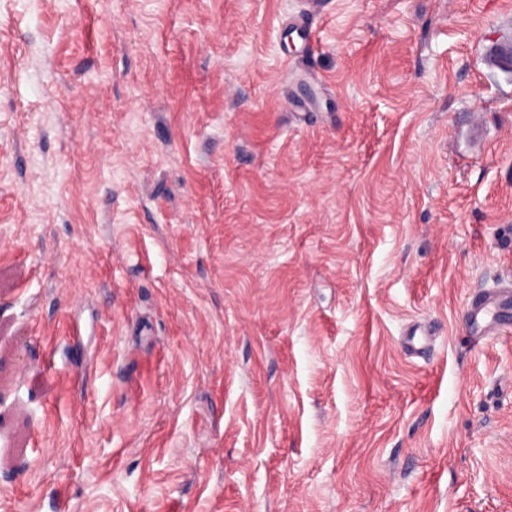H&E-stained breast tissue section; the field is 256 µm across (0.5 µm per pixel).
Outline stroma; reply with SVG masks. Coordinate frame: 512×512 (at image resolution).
<instances>
[{
    "instance_id": "1",
    "label": "stroma",
    "mask_w": 512,
    "mask_h": 512,
    "mask_svg": "<svg viewBox=\"0 0 512 512\" xmlns=\"http://www.w3.org/2000/svg\"><path fill=\"white\" fill-rule=\"evenodd\" d=\"M506 35L512 0H0V512H512V330L464 328L512 280ZM512 285L485 288L466 300L465 329L474 344L503 331L502 316L512 307Z\"/></svg>"
}]
</instances>
